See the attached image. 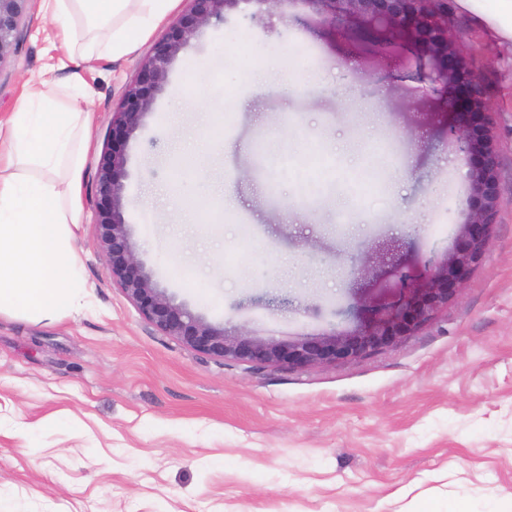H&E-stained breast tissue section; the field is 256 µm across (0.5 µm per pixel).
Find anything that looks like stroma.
Masks as SVG:
<instances>
[{"mask_svg":"<svg viewBox=\"0 0 512 512\" xmlns=\"http://www.w3.org/2000/svg\"><path fill=\"white\" fill-rule=\"evenodd\" d=\"M448 26L490 106L500 207L484 258L399 346L302 369L196 353L113 285L94 246L97 165L167 25L83 70L86 307L52 325L0 315V512H512V54L457 0ZM243 33L247 78L232 61ZM19 35L2 119L28 85L69 98L51 0H31ZM430 73L410 46L304 0L203 29L125 146V219L158 284L212 324L280 342L397 303L467 218L470 162ZM191 74L203 101L175 94ZM212 127L210 180L235 203L217 191L206 223L183 224L174 146Z\"/></svg>","mask_w":512,"mask_h":512,"instance_id":"stroma-1","label":"stroma"}]
</instances>
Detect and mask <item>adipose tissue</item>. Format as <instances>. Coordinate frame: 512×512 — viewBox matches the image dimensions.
Segmentation results:
<instances>
[{
    "label": "adipose tissue",
    "instance_id": "obj_1",
    "mask_svg": "<svg viewBox=\"0 0 512 512\" xmlns=\"http://www.w3.org/2000/svg\"><path fill=\"white\" fill-rule=\"evenodd\" d=\"M179 0H52L62 45L83 63L117 60L175 11ZM512 50V0H458ZM92 113L21 94L0 131V313L52 323L82 303L74 241Z\"/></svg>",
    "mask_w": 512,
    "mask_h": 512
}]
</instances>
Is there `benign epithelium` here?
Listing matches in <instances>:
<instances>
[{"label":"benign epithelium","mask_w":512,"mask_h":512,"mask_svg":"<svg viewBox=\"0 0 512 512\" xmlns=\"http://www.w3.org/2000/svg\"><path fill=\"white\" fill-rule=\"evenodd\" d=\"M330 4L339 16L356 23L379 24L391 40L410 41L431 61L436 82L448 89V109L457 117L448 135L470 162L468 220L458 225L445 259L431 266L419 286L408 283L400 303L371 310L362 328L305 336L288 343L260 338L247 330L228 332L169 296L138 256L124 217L122 180L125 144L164 89L172 64L203 28L236 10L256 18L283 0H188L169 32L141 61L136 78L126 85L112 113V146L97 168L95 192L100 199L96 248L108 260L112 282L136 307L143 320L185 347L203 355L252 365L304 368L356 359L393 348L429 322L457 297L481 263L492 237L500 205L496 153L489 130L477 122L488 105L477 92L478 77L469 72L460 37L448 32V0H304ZM30 0H0V68L17 51L19 26Z\"/></svg>","instance_id":"obj_1"}]
</instances>
